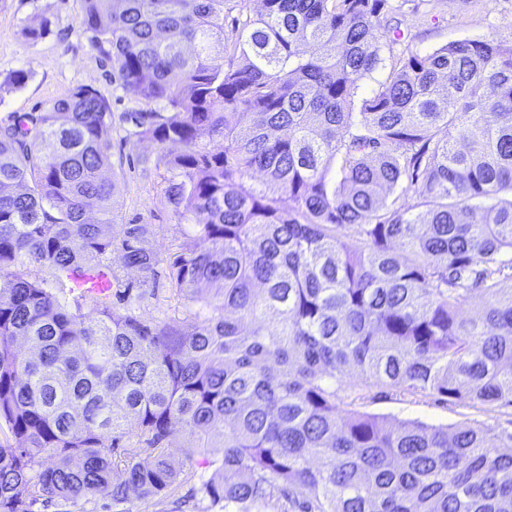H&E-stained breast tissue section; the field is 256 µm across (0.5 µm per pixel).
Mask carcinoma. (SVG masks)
Here are the masks:
<instances>
[{
    "label": "carcinoma",
    "instance_id": "cac0c4a2",
    "mask_svg": "<svg viewBox=\"0 0 512 512\" xmlns=\"http://www.w3.org/2000/svg\"><path fill=\"white\" fill-rule=\"evenodd\" d=\"M83 2L91 46L159 106L134 135L181 147L158 163L198 245L168 277L198 309L152 326L115 274L74 295L114 250L145 280L160 263L150 225L119 223L102 95L0 126V512L168 498L174 421L222 472L194 488L212 510L512 512V419L362 410L375 388L512 408V44L411 52L361 96L401 38L390 0ZM111 284V274L107 268L97 270L91 276L76 283V289L84 293L105 295Z\"/></svg>",
    "mask_w": 512,
    "mask_h": 512
}]
</instances>
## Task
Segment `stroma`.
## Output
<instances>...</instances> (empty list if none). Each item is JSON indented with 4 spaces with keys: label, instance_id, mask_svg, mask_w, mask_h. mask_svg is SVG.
Wrapping results in <instances>:
<instances>
[{
    "label": "stroma",
    "instance_id": "35a3bbf8",
    "mask_svg": "<svg viewBox=\"0 0 512 512\" xmlns=\"http://www.w3.org/2000/svg\"><path fill=\"white\" fill-rule=\"evenodd\" d=\"M393 10L385 22L399 27L400 41L384 43L379 67L358 82L360 92L376 89L393 63L407 52L426 53L446 43L462 39L512 41V0H392ZM83 0H0V78L15 70L27 71L30 78L20 90L0 94V124L15 113L42 112L56 99L78 87L96 90L110 104L109 130L111 161L116 167V210L121 222L148 224L153 228L150 247L160 258L158 275L143 281L136 269L125 267L119 252L107 263L119 271L132 288L129 313L150 324L190 323L197 309L187 295L176 294L168 266L189 249L186 221L179 219L164 194L165 169L158 165L161 146L133 136V126L124 113L150 110L151 105L125 91L112 76V68L94 50L80 26ZM43 27L41 38L26 40L28 26ZM368 412L400 420H420L430 425L454 426L469 420L494 423V415L451 405L404 401L379 397L367 406ZM190 438L180 423H173L167 452L182 462V483L173 500L146 502L130 498L131 512H209L208 504L191 497L200 473L197 460L185 459Z\"/></svg>",
    "mask_w": 512,
    "mask_h": 512
}]
</instances>
